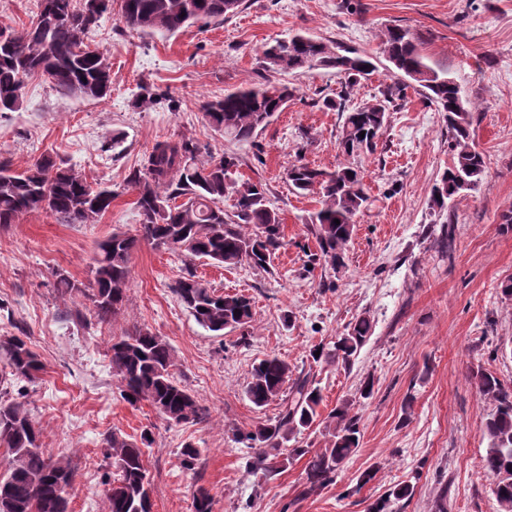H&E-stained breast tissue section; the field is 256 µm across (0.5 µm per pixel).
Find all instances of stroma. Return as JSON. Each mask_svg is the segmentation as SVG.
<instances>
[{
	"mask_svg": "<svg viewBox=\"0 0 512 512\" xmlns=\"http://www.w3.org/2000/svg\"><path fill=\"white\" fill-rule=\"evenodd\" d=\"M393 25L410 29L427 64L450 73L471 102L472 139L487 157V174L477 190L449 200L454 250L442 256L432 188L453 161L448 128L411 85L375 153L361 162L374 204L357 220L345 268L306 271L305 251L315 245L306 221L318 203L291 191L286 170L297 160L323 170L342 163L341 115L320 100L339 92L345 76L325 68L282 74L296 96L248 143L225 141L201 105L258 80L262 46L296 32L375 56V72L350 102L371 99L395 80L380 56L382 33ZM88 42L111 64L106 98L66 96L34 76L19 108L0 112V159L12 168L49 153L115 193L92 224H61L39 210L0 225V336L23 338L44 366L34 380H10L8 396L26 402L46 456L71 461L72 512H106L114 467L104 440L115 431L152 439L145 460L153 512H194L201 488L213 512H368L399 484L414 487L399 512H501L482 468L493 406L470 373L480 368L512 381V301L498 290L512 277V231L502 219L512 211V0H244L224 19L173 34L126 28L115 6ZM305 134L312 143L303 150ZM166 138L198 143L204 164L236 153L235 180L264 185L283 245L264 272L140 244L124 311L99 322L88 298L55 288L56 276L87 286L100 243L116 232L137 234L136 194L126 180ZM189 271L251 298L248 329L218 335L200 326L173 292ZM361 316L372 331L351 364L312 366L310 350ZM138 328L169 342L175 378L197 397L202 419L169 423L147 403L122 398L107 351ZM270 355L313 369L321 415L349 401L360 416L358 451L333 485L306 497L304 461L265 480L249 473L253 451L237 439L279 411L245 395L253 364ZM367 379L373 391L364 398ZM188 444L199 451L190 468L180 454ZM370 469L373 479L361 483Z\"/></svg>",
	"mask_w": 512,
	"mask_h": 512,
	"instance_id": "stroma-1",
	"label": "stroma"
}]
</instances>
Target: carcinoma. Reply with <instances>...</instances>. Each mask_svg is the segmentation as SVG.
I'll list each match as a JSON object with an SVG mask.
<instances>
[{
  "instance_id": "1",
  "label": "carcinoma",
  "mask_w": 512,
  "mask_h": 512,
  "mask_svg": "<svg viewBox=\"0 0 512 512\" xmlns=\"http://www.w3.org/2000/svg\"><path fill=\"white\" fill-rule=\"evenodd\" d=\"M110 0H40L37 20L20 33L0 29V112L15 111L24 81L36 74L46 77L59 91L84 98L102 99L112 83L104 53L85 43L108 10ZM243 0H121L123 23L134 30L174 33L192 23L224 18L236 13ZM381 52L403 76L428 90L426 98L446 114L452 165L434 186L433 207L444 210L446 200L475 191L482 182L487 161L473 145L472 112L459 86L446 72L429 67L410 30L388 27ZM334 68L345 74L344 90L325 96L322 106L344 116L337 145L343 155L360 158L376 151L389 112L405 97V81L386 86L351 109L345 102L361 79L375 71L371 56L327 44L304 34L280 39L262 50L261 81L207 100L202 110L224 138L247 143L271 117L286 108L293 96L275 75L298 69ZM199 148L187 140L156 142L141 167L130 173L127 186L136 192L140 215L137 237L114 233L99 247L88 298L96 317L105 322L122 309L130 257L139 241L157 249L178 250L226 267L244 260L268 271L271 255L282 246L281 218L262 184L237 183L231 175L240 165L234 155H224L207 165L196 163ZM286 178L300 195H316L320 208L309 216L308 231L318 250L308 255L307 268L338 271L357 217L372 205L357 166L325 171L300 161L291 164ZM233 195L232 210L220 206ZM114 192L95 187L79 172L43 155L18 171L0 162V224H12L20 212L41 209L60 224H92L112 205ZM173 292L204 328L221 333L226 328H246L253 319L249 298L223 293L190 272L176 281ZM372 329L359 317L333 346L317 347L315 363L348 366ZM0 357L11 376L32 380L43 369L37 354L19 336H0ZM112 375L130 404L146 402L169 423L186 424L202 418V408L174 377L176 362L169 342L138 329L112 343ZM479 394L493 402L495 412L485 424L488 448L483 459L485 475L502 512H512V384L479 369L471 374ZM245 395L257 408L279 402L275 420L260 423L238 439L258 448L250 472L273 477L288 464L307 458L304 494L333 484L343 464L360 443L359 418L353 404L343 402L325 418L318 408L321 389L311 372L296 371L288 361L272 356L254 365ZM322 429L325 444L318 450L301 445L312 427ZM293 446H288V443ZM151 440L112 432L105 439L106 457L116 472L106 490L107 512H152L145 467V449ZM0 447L8 449L7 468L0 473V512H71L67 488L73 467L66 458L49 460L42 450L40 432L25 403L0 395Z\"/></svg>"
}]
</instances>
